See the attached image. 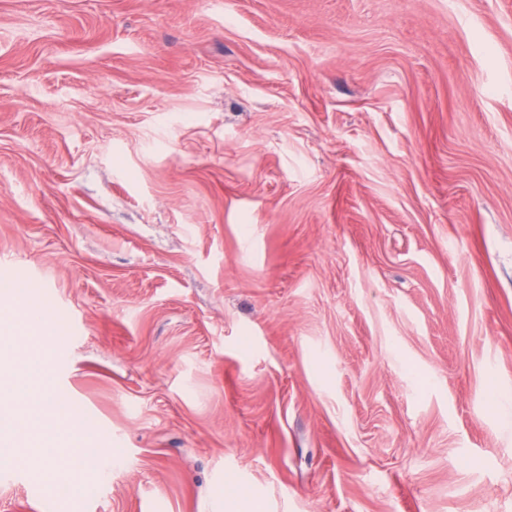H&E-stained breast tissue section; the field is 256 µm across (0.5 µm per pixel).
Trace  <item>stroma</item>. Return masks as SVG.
<instances>
[{"label":"stroma","mask_w":512,"mask_h":512,"mask_svg":"<svg viewBox=\"0 0 512 512\" xmlns=\"http://www.w3.org/2000/svg\"><path fill=\"white\" fill-rule=\"evenodd\" d=\"M111 470L0 512H512V0H0V305Z\"/></svg>","instance_id":"stroma-1"}]
</instances>
